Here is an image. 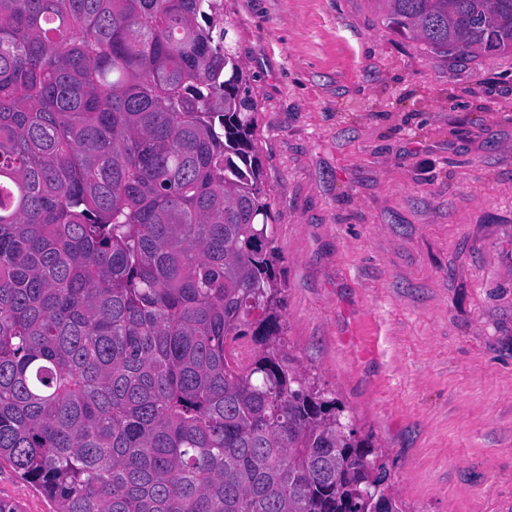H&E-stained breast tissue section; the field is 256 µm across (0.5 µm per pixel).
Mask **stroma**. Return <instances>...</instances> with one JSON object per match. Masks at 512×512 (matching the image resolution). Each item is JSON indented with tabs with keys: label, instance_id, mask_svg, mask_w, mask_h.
Listing matches in <instances>:
<instances>
[{
	"label": "stroma",
	"instance_id": "obj_1",
	"mask_svg": "<svg viewBox=\"0 0 512 512\" xmlns=\"http://www.w3.org/2000/svg\"><path fill=\"white\" fill-rule=\"evenodd\" d=\"M384 0H224L257 104L279 334L408 512H512V54ZM0 500L55 503L0 462Z\"/></svg>",
	"mask_w": 512,
	"mask_h": 512
}]
</instances>
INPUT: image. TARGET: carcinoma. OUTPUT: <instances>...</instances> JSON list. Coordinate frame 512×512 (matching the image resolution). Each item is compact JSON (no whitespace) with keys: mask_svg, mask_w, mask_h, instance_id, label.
I'll use <instances>...</instances> for the list:
<instances>
[{"mask_svg":"<svg viewBox=\"0 0 512 512\" xmlns=\"http://www.w3.org/2000/svg\"><path fill=\"white\" fill-rule=\"evenodd\" d=\"M382 2L512 53V0ZM228 34L224 0H0V459L56 512H405L277 334Z\"/></svg>","mask_w":512,"mask_h":512,"instance_id":"obj_1","label":"carcinoma"}]
</instances>
